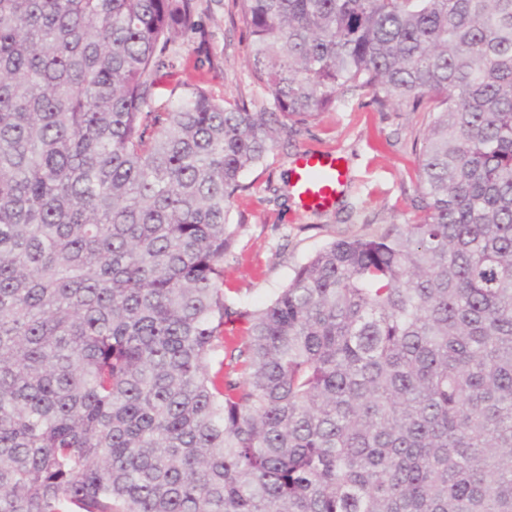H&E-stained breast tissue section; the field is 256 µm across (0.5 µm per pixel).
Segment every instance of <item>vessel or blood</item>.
I'll return each instance as SVG.
<instances>
[{
	"instance_id": "b4317fda",
	"label": "vessel or blood",
	"mask_w": 512,
	"mask_h": 512,
	"mask_svg": "<svg viewBox=\"0 0 512 512\" xmlns=\"http://www.w3.org/2000/svg\"><path fill=\"white\" fill-rule=\"evenodd\" d=\"M348 181L346 160L339 153L308 148L293 160L290 187L303 206L313 209L334 206Z\"/></svg>"
}]
</instances>
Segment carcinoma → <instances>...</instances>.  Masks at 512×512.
Listing matches in <instances>:
<instances>
[{
  "instance_id": "cac0c4a2",
  "label": "carcinoma",
  "mask_w": 512,
  "mask_h": 512,
  "mask_svg": "<svg viewBox=\"0 0 512 512\" xmlns=\"http://www.w3.org/2000/svg\"><path fill=\"white\" fill-rule=\"evenodd\" d=\"M253 112L162 110L195 0H0V512H512V0H241ZM370 97L419 214L224 293L243 172Z\"/></svg>"
}]
</instances>
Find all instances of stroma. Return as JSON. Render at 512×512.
Returning a JSON list of instances; mask_svg holds the SVG:
<instances>
[{
	"mask_svg": "<svg viewBox=\"0 0 512 512\" xmlns=\"http://www.w3.org/2000/svg\"><path fill=\"white\" fill-rule=\"evenodd\" d=\"M196 4L200 31L169 45L176 75L159 83L155 106L175 99L185 84L203 86L218 99L267 106L270 95L252 76L249 28L236 0ZM427 123V113L406 106L383 110L362 98L317 115L296 132L277 135L265 162L244 173V188L230 209L229 222L237 232L233 254L224 261L230 301L246 308L261 305L333 240L411 222ZM309 147L341 153L349 169L343 198L318 213L302 208L289 189L291 162Z\"/></svg>",
	"mask_w": 512,
	"mask_h": 512,
	"instance_id": "35a3bbf8",
	"label": "stroma"
}]
</instances>
